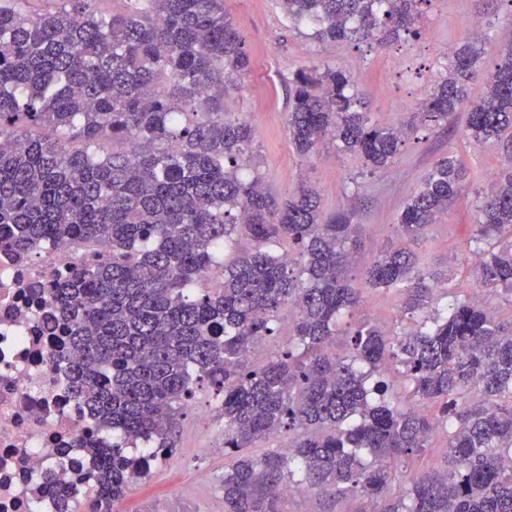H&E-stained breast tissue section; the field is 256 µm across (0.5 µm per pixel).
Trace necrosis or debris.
<instances>
[{
    "label": "necrosis or debris",
    "mask_w": 512,
    "mask_h": 512,
    "mask_svg": "<svg viewBox=\"0 0 512 512\" xmlns=\"http://www.w3.org/2000/svg\"><path fill=\"white\" fill-rule=\"evenodd\" d=\"M104 252L44 243L27 256L0 249V512H54L40 477L53 471L63 495L93 486L82 440L96 429L70 394L74 357L45 285Z\"/></svg>",
    "instance_id": "necrosis-or-debris-1"
}]
</instances>
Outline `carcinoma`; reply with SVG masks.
Listing matches in <instances>:
<instances>
[{
  "label": "carcinoma",
  "instance_id": "carcinoma-1",
  "mask_svg": "<svg viewBox=\"0 0 512 512\" xmlns=\"http://www.w3.org/2000/svg\"><path fill=\"white\" fill-rule=\"evenodd\" d=\"M0 0V248L46 241L112 250V261L59 276L71 322L72 395L116 440L92 449L95 488L77 510L116 512L133 483L129 445L159 435L206 382L220 397L224 512H278L283 489L349 495L358 512H512V319L486 297L512 294V44L474 95L479 49L463 43L411 127H441L467 107L466 136L507 162L481 193L467 242L473 297L449 296L448 273L409 246L378 251L363 286L405 292L410 325L360 320L347 352L330 353L361 302L350 275L359 225L322 216L318 190L281 200L245 178L253 127L224 116V92L250 58L224 0ZM423 0H281L288 23L323 42L381 43L414 28ZM289 140L310 157L328 137L371 170L410 130L371 122L351 77L325 64L291 81ZM49 127L55 137L30 129ZM111 150L99 154L102 145ZM467 168L439 160L398 217L417 243L461 194ZM300 260L278 250L283 241ZM224 260L217 288L204 275ZM288 319V343L254 350ZM392 368L403 394L386 380ZM435 408L437 412L426 413ZM442 434L447 468L411 474L405 459ZM285 447L247 449L272 436Z\"/></svg>",
  "mask_w": 512,
  "mask_h": 512
}]
</instances>
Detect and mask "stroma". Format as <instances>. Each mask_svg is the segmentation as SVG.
Returning <instances> with one entry per match:
<instances>
[{
	"instance_id": "1",
	"label": "stroma",
	"mask_w": 512,
	"mask_h": 512,
	"mask_svg": "<svg viewBox=\"0 0 512 512\" xmlns=\"http://www.w3.org/2000/svg\"><path fill=\"white\" fill-rule=\"evenodd\" d=\"M224 10L239 27L251 60L241 85L225 94L224 113L254 128L253 156L274 196L288 198L304 182L320 191L325 213H353L363 233V246L351 257L353 276H361L378 248L400 243L398 217L439 159L453 155L466 165V188L416 249L425 262L448 271L459 298L468 297L466 242L477 221L476 200L499 163L496 148L470 142L460 116L447 127L418 128L394 160L375 171L332 141L315 155L301 158L288 139V88L298 68L326 64L352 76L368 102L372 121L405 125L444 74L449 48L475 41L481 70L494 67L500 48L512 43V5L507 0H423L417 20L420 38L403 33L382 47L316 41L307 29L289 28L280 0H224ZM362 296L355 320L399 322V292L367 288ZM173 440L172 452L164 462L152 465L148 480L130 486L119 512H224L222 481L231 459L224 454V417L211 394H196L184 409ZM360 506L348 496L294 493L280 499L279 512H358Z\"/></svg>"
}]
</instances>
